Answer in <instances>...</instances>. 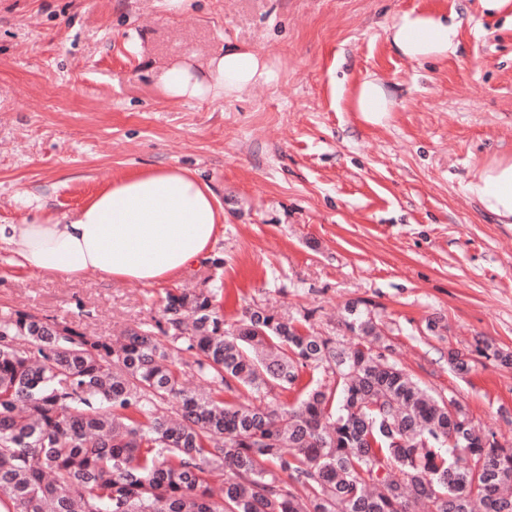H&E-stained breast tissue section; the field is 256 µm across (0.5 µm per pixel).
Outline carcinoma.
Segmentation results:
<instances>
[{
	"label": "carcinoma",
	"instance_id": "carcinoma-1",
	"mask_svg": "<svg viewBox=\"0 0 512 512\" xmlns=\"http://www.w3.org/2000/svg\"><path fill=\"white\" fill-rule=\"evenodd\" d=\"M216 298L168 294L174 347L0 316L3 512H512V450L375 351L371 313L348 310L345 347L261 308L226 328ZM276 387L296 404L224 399Z\"/></svg>",
	"mask_w": 512,
	"mask_h": 512
}]
</instances>
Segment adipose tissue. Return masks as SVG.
<instances>
[{
    "instance_id": "1",
    "label": "adipose tissue",
    "mask_w": 512,
    "mask_h": 512,
    "mask_svg": "<svg viewBox=\"0 0 512 512\" xmlns=\"http://www.w3.org/2000/svg\"><path fill=\"white\" fill-rule=\"evenodd\" d=\"M460 34L455 17L411 9L395 15L388 40L398 55L420 62L456 55ZM278 78L267 54L229 43L211 53L203 68L187 62L164 68L158 85L171 100L232 101ZM350 108L379 124L394 102L379 81L367 78L355 85ZM467 190L499 223L512 224V154L479 161ZM223 224L221 201L194 172L145 168L108 181L73 213L1 224L0 243L10 246L15 265L25 270L154 285L207 255Z\"/></svg>"
}]
</instances>
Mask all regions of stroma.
<instances>
[{"label":"stroma","mask_w":512,"mask_h":512,"mask_svg":"<svg viewBox=\"0 0 512 512\" xmlns=\"http://www.w3.org/2000/svg\"><path fill=\"white\" fill-rule=\"evenodd\" d=\"M440 8L462 22L455 56L416 63L387 40L394 16ZM265 54L276 84L233 101H171L158 76L224 41ZM381 79L373 125L342 92ZM512 153V20L478 0H0V224L61 216L108 179L185 167L224 206V232L184 275L145 286L18 268L0 244V310L112 339L158 329L167 293L219 288L244 308L306 319L354 342L345 308L370 310L385 355L512 448V226L466 186ZM465 355L457 371L450 354Z\"/></svg>","instance_id":"35a3bbf8"}]
</instances>
